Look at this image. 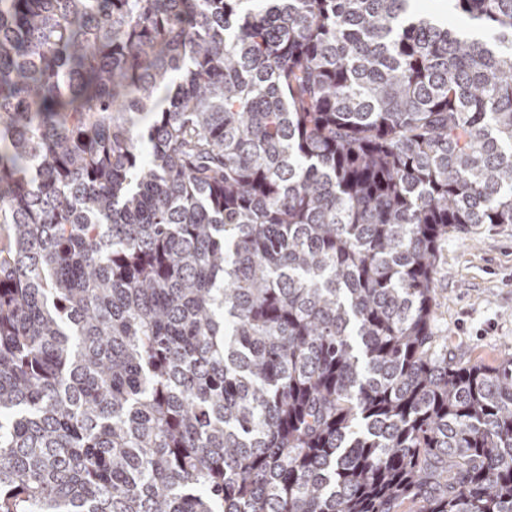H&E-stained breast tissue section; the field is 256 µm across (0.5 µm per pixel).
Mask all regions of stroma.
<instances>
[{"label":"stroma","instance_id":"obj_1","mask_svg":"<svg viewBox=\"0 0 512 512\" xmlns=\"http://www.w3.org/2000/svg\"><path fill=\"white\" fill-rule=\"evenodd\" d=\"M436 335L468 364L512 359V224L449 230L437 274Z\"/></svg>","mask_w":512,"mask_h":512}]
</instances>
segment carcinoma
<instances>
[{
	"label": "carcinoma",
	"mask_w": 512,
	"mask_h": 512,
	"mask_svg": "<svg viewBox=\"0 0 512 512\" xmlns=\"http://www.w3.org/2000/svg\"><path fill=\"white\" fill-rule=\"evenodd\" d=\"M0 0V512H512V359L432 332L512 224V0ZM410 3L413 12L419 17L461 25L451 11L449 0H412Z\"/></svg>",
	"instance_id": "1"
}]
</instances>
